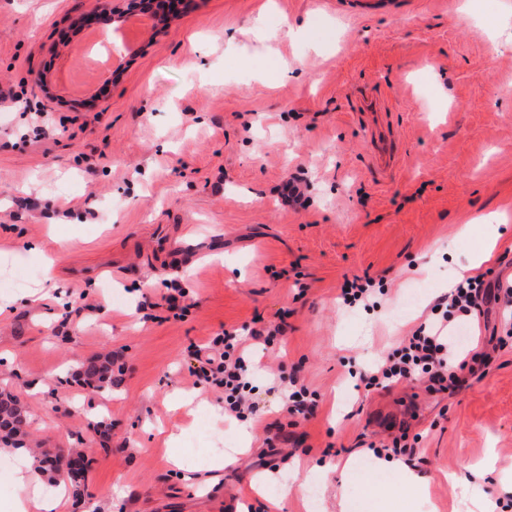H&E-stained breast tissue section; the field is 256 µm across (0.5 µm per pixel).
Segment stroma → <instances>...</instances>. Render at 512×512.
<instances>
[{
  "instance_id": "35a3bbf8",
  "label": "stroma",
  "mask_w": 512,
  "mask_h": 512,
  "mask_svg": "<svg viewBox=\"0 0 512 512\" xmlns=\"http://www.w3.org/2000/svg\"><path fill=\"white\" fill-rule=\"evenodd\" d=\"M189 3L119 76L70 97L45 88L104 21L88 0H0V83L50 114L38 139L32 111L0 106V295L13 299L0 390L27 408L28 440L92 460L82 502L57 512H344L356 497L368 512L382 499L397 512H512L499 305L464 318L467 346L492 362L456 391L360 380L430 317L441 277L482 250L495 213L507 221L482 269L512 276V0ZM380 128L397 145L384 172ZM294 178L296 210L280 196ZM431 259L434 276L414 273ZM356 277L383 288L375 306L340 304ZM173 278L188 305L178 317L163 305ZM283 310V335L251 340ZM224 333L252 349L258 409L242 419L188 374L191 348ZM107 353L122 369L111 392L76 381L80 362ZM276 377L316 392L312 417L288 412ZM402 435L420 438L407 459L420 498L370 473L371 446ZM295 473L318 479L319 510L300 492L277 506L256 484Z\"/></svg>"
}]
</instances>
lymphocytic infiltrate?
<instances>
[{"instance_id": "f902f5d3", "label": "lymphocytic infiltrate", "mask_w": 512, "mask_h": 512, "mask_svg": "<svg viewBox=\"0 0 512 512\" xmlns=\"http://www.w3.org/2000/svg\"><path fill=\"white\" fill-rule=\"evenodd\" d=\"M491 303L503 304L512 311V284L489 282L483 276L458 281L448 296L439 299L444 316L421 323L399 345L381 357L377 365L361 377L366 388H385L402 380H427L456 385L458 370L476 361V352L459 353L448 336L449 316L457 312L470 315ZM193 364L188 368L196 382H205L224 391L225 412L243 417L255 412L257 404L248 393L251 354L243 342L232 334L213 338L208 345L195 348Z\"/></svg>"}]
</instances>
